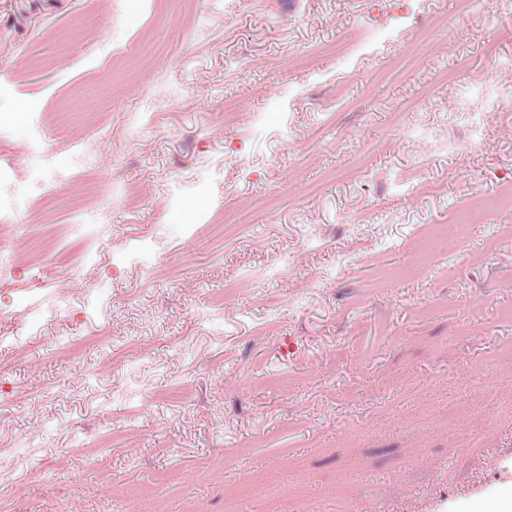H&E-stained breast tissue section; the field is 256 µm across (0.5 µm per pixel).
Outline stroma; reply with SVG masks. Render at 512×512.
I'll list each match as a JSON object with an SVG mask.
<instances>
[{"mask_svg": "<svg viewBox=\"0 0 512 512\" xmlns=\"http://www.w3.org/2000/svg\"><path fill=\"white\" fill-rule=\"evenodd\" d=\"M222 2L196 44L211 0H125L109 26L108 0H0L18 149L0 170L24 227L0 276V512H345L465 479L512 432V212L465 210L512 187V106L481 150L392 122L436 125L461 58V84L512 86V0ZM161 71L183 94L159 109L140 88ZM136 112L153 118L133 138ZM84 139L103 147L90 237L67 219L78 184L52 222L34 201L43 155ZM117 175L138 199L113 196ZM463 214L468 240L425 255ZM228 215L251 232L214 243ZM175 382L179 407L160 398Z\"/></svg>", "mask_w": 512, "mask_h": 512, "instance_id": "1", "label": "stroma"}]
</instances>
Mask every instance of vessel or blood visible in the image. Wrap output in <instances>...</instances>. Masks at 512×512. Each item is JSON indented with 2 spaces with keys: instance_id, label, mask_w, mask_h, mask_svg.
Returning a JSON list of instances; mask_svg holds the SVG:
<instances>
[{
  "instance_id": "vessel-or-blood-1",
  "label": "vessel or blood",
  "mask_w": 512,
  "mask_h": 512,
  "mask_svg": "<svg viewBox=\"0 0 512 512\" xmlns=\"http://www.w3.org/2000/svg\"><path fill=\"white\" fill-rule=\"evenodd\" d=\"M419 512H512V448L496 453L482 481L452 485L439 473L435 493Z\"/></svg>"
}]
</instances>
